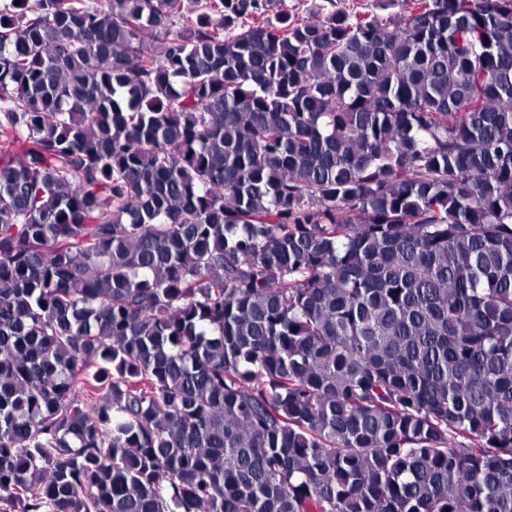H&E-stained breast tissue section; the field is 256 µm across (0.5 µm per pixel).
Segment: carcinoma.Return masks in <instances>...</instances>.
I'll return each instance as SVG.
<instances>
[{"instance_id": "1", "label": "carcinoma", "mask_w": 512, "mask_h": 512, "mask_svg": "<svg viewBox=\"0 0 512 512\" xmlns=\"http://www.w3.org/2000/svg\"><path fill=\"white\" fill-rule=\"evenodd\" d=\"M0 503L512 512V0H0Z\"/></svg>"}]
</instances>
